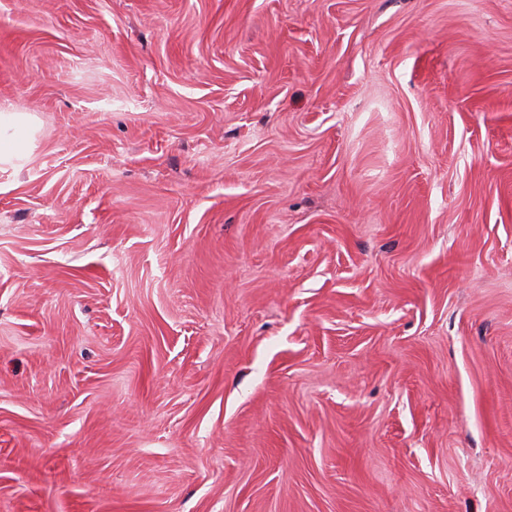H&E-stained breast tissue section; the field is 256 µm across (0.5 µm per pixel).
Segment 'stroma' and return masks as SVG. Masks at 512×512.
Listing matches in <instances>:
<instances>
[{
    "mask_svg": "<svg viewBox=\"0 0 512 512\" xmlns=\"http://www.w3.org/2000/svg\"><path fill=\"white\" fill-rule=\"evenodd\" d=\"M0 512H512V0H0Z\"/></svg>",
    "mask_w": 512,
    "mask_h": 512,
    "instance_id": "35a3bbf8",
    "label": "stroma"
}]
</instances>
